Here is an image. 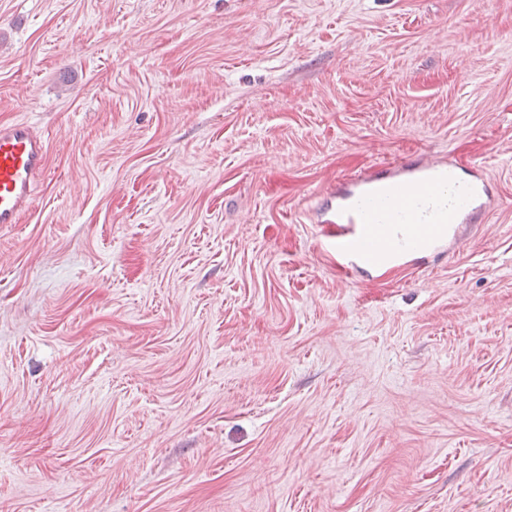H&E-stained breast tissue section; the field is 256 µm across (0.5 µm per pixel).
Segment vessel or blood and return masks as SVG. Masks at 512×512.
Listing matches in <instances>:
<instances>
[{"mask_svg":"<svg viewBox=\"0 0 512 512\" xmlns=\"http://www.w3.org/2000/svg\"><path fill=\"white\" fill-rule=\"evenodd\" d=\"M46 156L28 122L0 125V225L30 208ZM498 204L481 177L463 179L443 160L405 158L342 179L323 211L340 228L328 248L346 268L381 265L405 248L437 250L458 225L482 222Z\"/></svg>","mask_w":512,"mask_h":512,"instance_id":"vessel-or-blood-1","label":"vessel or blood"}]
</instances>
